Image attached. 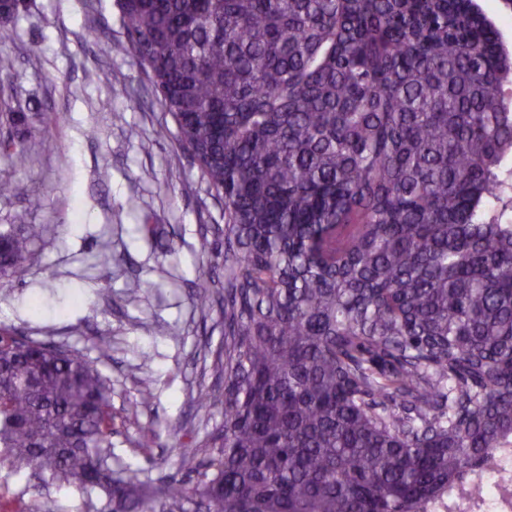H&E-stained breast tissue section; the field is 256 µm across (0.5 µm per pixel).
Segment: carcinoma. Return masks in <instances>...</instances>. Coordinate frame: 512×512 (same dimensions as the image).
Returning a JSON list of instances; mask_svg holds the SVG:
<instances>
[{
  "label": "carcinoma",
  "instance_id": "1",
  "mask_svg": "<svg viewBox=\"0 0 512 512\" xmlns=\"http://www.w3.org/2000/svg\"><path fill=\"white\" fill-rule=\"evenodd\" d=\"M224 197V425L112 470L94 364L0 328V461L102 512H431L512 448V55L472 0H122ZM12 172L26 150L0 143ZM40 224L0 230L28 270Z\"/></svg>",
  "mask_w": 512,
  "mask_h": 512
}]
</instances>
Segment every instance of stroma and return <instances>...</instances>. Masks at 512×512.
Listing matches in <instances>:
<instances>
[{
	"label": "stroma",
	"mask_w": 512,
	"mask_h": 512,
	"mask_svg": "<svg viewBox=\"0 0 512 512\" xmlns=\"http://www.w3.org/2000/svg\"><path fill=\"white\" fill-rule=\"evenodd\" d=\"M0 70L14 76L0 140L30 157L13 174L0 156V179L12 184L0 192V228L20 212L45 227L27 274L0 276V327L94 362L112 406L115 472L134 469L157 485L185 480L182 449L224 423L223 409L195 406L199 394L224 392V279L200 275L224 268L223 251L202 248L224 240V201L181 146L118 0H24L0 36ZM132 126L139 136H129ZM102 250L112 255L108 277L96 265ZM158 324L167 334H155ZM44 495L93 512L77 487L45 489L34 466L0 463V500L33 505Z\"/></svg>",
	"instance_id": "1"
}]
</instances>
